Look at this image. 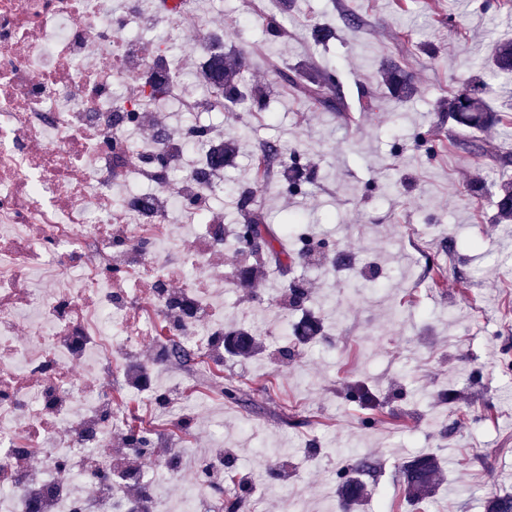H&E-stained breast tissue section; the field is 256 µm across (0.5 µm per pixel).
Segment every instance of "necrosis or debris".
Returning <instances> with one entry per match:
<instances>
[{"instance_id": "obj_1", "label": "necrosis or debris", "mask_w": 512, "mask_h": 512, "mask_svg": "<svg viewBox=\"0 0 512 512\" xmlns=\"http://www.w3.org/2000/svg\"><path fill=\"white\" fill-rule=\"evenodd\" d=\"M135 22L150 41L129 36ZM204 23L141 0H0V512H169L157 459L127 477L132 497L94 451L127 430L138 395V365L113 362L116 346L155 340L149 370L190 373L169 435L224 376L220 131L201 126L193 164L165 123L129 137L159 100L150 72L174 64L162 38L189 44ZM91 481L112 486L94 507Z\"/></svg>"}]
</instances>
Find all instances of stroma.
I'll return each instance as SVG.
<instances>
[{
  "label": "stroma",
  "mask_w": 512,
  "mask_h": 512,
  "mask_svg": "<svg viewBox=\"0 0 512 512\" xmlns=\"http://www.w3.org/2000/svg\"><path fill=\"white\" fill-rule=\"evenodd\" d=\"M208 0V16L224 18L227 49L243 52L246 81L265 92L269 111L237 107L187 112L161 104L171 122L219 123L232 141L225 184L254 188L266 223L300 217L303 236L285 251L319 250L325 264L288 271L261 267L252 286L237 287L249 260L224 252V317L252 329L262 353L225 357L224 380L251 389L248 405L206 389L175 438L186 457L224 444L225 471L251 512H289L290 487L306 490L309 512H320L336 490L341 449L380 459L383 471L360 512H485L488 492L512 489V223L495 218L489 193L512 179L491 155L459 149L478 138L512 152V109L476 132L449 120L440 103L470 81L492 38L512 39V5L487 0ZM357 12L358 27L343 16ZM276 17L282 30L268 34ZM336 28L329 46L310 38L314 23ZM400 62L416 92L401 101L378 76ZM334 67L344 106L330 112L288 85L282 69ZM373 109H364L366 98ZM276 142L311 172L299 188L262 175L258 147ZM446 269L432 283L419 259ZM308 291L306 308L320 315L325 339L300 344L272 329L291 312L287 285ZM369 383L398 412L367 424V411L345 388ZM454 389L470 416L456 423L430 405ZM281 449L269 460L268 449ZM432 453L441 469L435 493L411 506L399 470L412 456Z\"/></svg>",
  "instance_id": "obj_1"
}]
</instances>
